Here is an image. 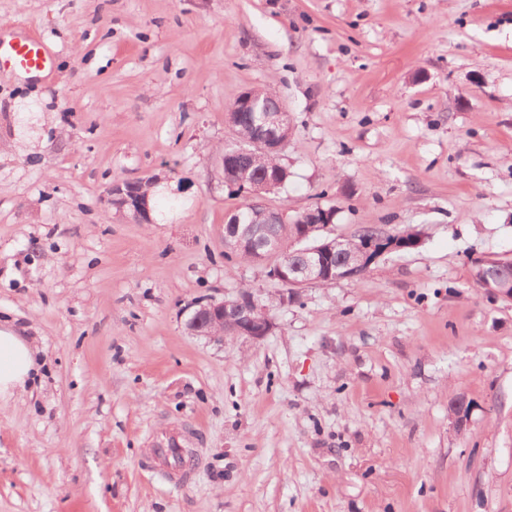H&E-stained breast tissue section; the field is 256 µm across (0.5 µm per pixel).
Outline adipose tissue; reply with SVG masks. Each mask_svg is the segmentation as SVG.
Listing matches in <instances>:
<instances>
[{
    "instance_id": "1",
    "label": "adipose tissue",
    "mask_w": 512,
    "mask_h": 512,
    "mask_svg": "<svg viewBox=\"0 0 512 512\" xmlns=\"http://www.w3.org/2000/svg\"><path fill=\"white\" fill-rule=\"evenodd\" d=\"M38 349L14 328L0 325V400L23 391L39 371Z\"/></svg>"
}]
</instances>
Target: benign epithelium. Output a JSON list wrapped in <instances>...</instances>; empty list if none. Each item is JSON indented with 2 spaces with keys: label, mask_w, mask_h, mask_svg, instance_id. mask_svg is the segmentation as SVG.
Instances as JSON below:
<instances>
[{
  "label": "benign epithelium",
  "mask_w": 512,
  "mask_h": 512,
  "mask_svg": "<svg viewBox=\"0 0 512 512\" xmlns=\"http://www.w3.org/2000/svg\"><path fill=\"white\" fill-rule=\"evenodd\" d=\"M231 111L260 113L261 134L247 141V146L234 150V154H251L279 151L284 146V140L279 131L288 124L286 112L280 100L270 97L259 103L254 92H242L235 100ZM142 181L115 182L108 190V204L118 212L131 216L139 223L147 222L149 215V200L141 190ZM251 236V232L241 227L240 217H232L224 225V240L234 239L242 242ZM262 252L258 253L257 261L270 263L271 277L284 285L297 287L314 284L323 277V250L319 247L304 249L307 255L303 279L299 280L288 275V264L282 257L284 247L277 239H267L261 244ZM257 300L254 297L239 295L224 300L208 299L199 304V308L187 323V328L193 334L204 336L217 341L224 340L229 334L235 337H245L251 340H261L273 328V319L269 316L262 320L254 318Z\"/></svg>",
  "instance_id": "benign-epithelium-1"
}]
</instances>
